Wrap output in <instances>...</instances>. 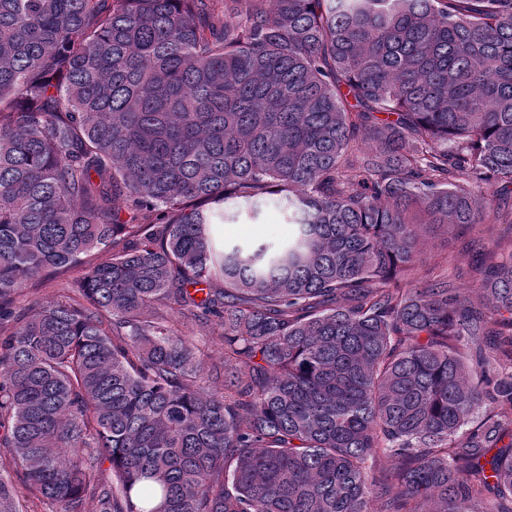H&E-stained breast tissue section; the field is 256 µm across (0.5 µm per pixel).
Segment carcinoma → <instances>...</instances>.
I'll return each instance as SVG.
<instances>
[{"label":"carcinoma","mask_w":512,"mask_h":512,"mask_svg":"<svg viewBox=\"0 0 512 512\" xmlns=\"http://www.w3.org/2000/svg\"><path fill=\"white\" fill-rule=\"evenodd\" d=\"M509 217L512 0H0V446L60 512H512ZM237 213L232 224L215 226L213 235L226 243H279L288 240L294 225L288 224V213L269 206L257 218L244 205L231 207ZM463 239L459 240L456 249L448 248V234L443 228H438L434 232L428 234L423 240L421 247V259L415 268L414 278L415 281H421L427 278L429 270L434 264L442 258H447L439 269L435 270L437 273H444L446 275H454L456 267H462L464 270H468L469 263L476 262L480 258L477 253L478 250H474L470 255H460L457 250L461 248ZM454 250V252H452ZM66 280H56L50 279L47 280L42 288H40L36 294H32L28 289L24 291L25 296L19 298L15 306V311H23L27 310L29 300L37 299L40 302H49L56 300L60 294H62V289L65 286ZM191 328H194L196 339L202 345L204 344L206 346V351L210 355L208 366H211V364H217L220 366L222 363V355L224 349L218 336L223 332V327L218 325V322L215 318H211V321L208 322V325L201 327L193 326Z\"/></svg>","instance_id":"obj_1"}]
</instances>
